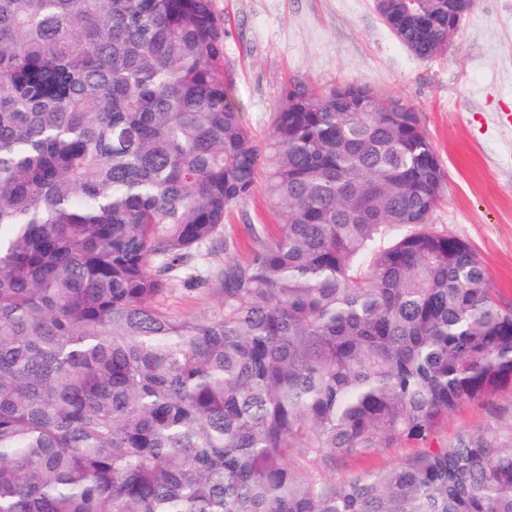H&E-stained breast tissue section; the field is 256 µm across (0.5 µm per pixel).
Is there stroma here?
Instances as JSON below:
<instances>
[{
	"label": "stroma",
	"instance_id": "35a3bbf8",
	"mask_svg": "<svg viewBox=\"0 0 512 512\" xmlns=\"http://www.w3.org/2000/svg\"><path fill=\"white\" fill-rule=\"evenodd\" d=\"M224 23V62L244 104L243 120L266 137L285 87L316 90L361 83L413 108L448 173L432 231L467 243L484 265L502 308H512V0H475L447 51L430 61L412 55L378 16L373 0H215ZM279 231L266 183L233 205L217 247L191 261L198 286L173 282L161 302L175 316L215 304L203 283L225 261L249 255V227ZM512 420V388L460 404L426 442L341 458L329 478L382 471L457 436Z\"/></svg>",
	"mask_w": 512,
	"mask_h": 512
}]
</instances>
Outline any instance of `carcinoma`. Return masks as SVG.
<instances>
[{
  "label": "carcinoma",
  "instance_id": "carcinoma-1",
  "mask_svg": "<svg viewBox=\"0 0 512 512\" xmlns=\"http://www.w3.org/2000/svg\"><path fill=\"white\" fill-rule=\"evenodd\" d=\"M390 4L448 49V0ZM241 112L214 0H0V512H512V421L318 467L512 386V310L428 229L418 113L297 86L260 143ZM262 178L279 235L165 311ZM203 285L187 286L176 280L161 301V306L175 316L199 315L209 311L215 298Z\"/></svg>",
  "mask_w": 512,
  "mask_h": 512
}]
</instances>
